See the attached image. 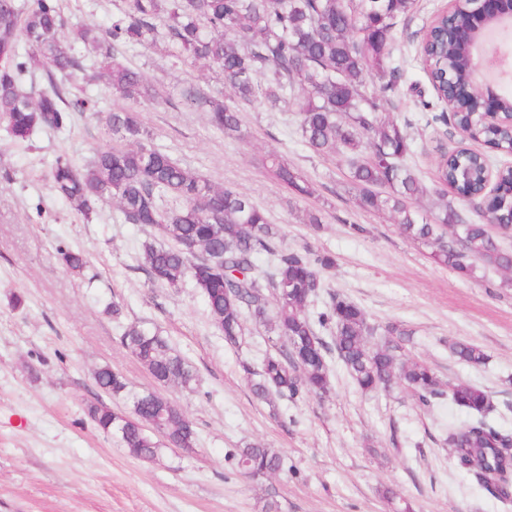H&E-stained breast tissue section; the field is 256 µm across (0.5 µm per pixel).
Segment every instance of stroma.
Returning a JSON list of instances; mask_svg holds the SVG:
<instances>
[{"mask_svg":"<svg viewBox=\"0 0 512 512\" xmlns=\"http://www.w3.org/2000/svg\"><path fill=\"white\" fill-rule=\"evenodd\" d=\"M445 3L416 0L398 20L395 55L407 60V73L383 108L410 123L411 163L425 186L412 206L425 215L437 200L436 147L457 137L426 124L422 104L435 95L413 57L421 30ZM126 8L127 0H62L70 29L108 28ZM75 53L85 74L78 92L95 101V113L77 116L67 130L36 131L26 144L0 125V512H266L272 497L280 512H393L384 487L413 512H512V501L454 466L448 430L469 416L451 401L427 410L401 386L362 391L336 361L325 398L282 400L274 409L256 400L239 361L257 365L270 352L265 327L247 322L241 347L227 345L191 282L171 288L149 279L139 255L147 229L125 223L110 202L83 219L52 194L50 171L61 154L86 164L107 141L98 113L136 110L152 146L249 195L281 228L285 245L333 256L328 287L365 310L377 330L370 345L383 343L387 325L411 329L405 353L431 365L442 384L487 391L492 419L512 431V288L500 287V273L481 267L461 278L405 239L390 213L357 207L343 156L310 150L293 107L241 105L240 131L230 138L182 103L191 83L228 99L214 71L156 48H128L123 62L156 88L155 98L131 101L104 89L93 50L79 44ZM270 154L301 172L313 194L296 196L269 176L259 159ZM312 214L319 230L308 223ZM355 224L364 234H353ZM62 248L86 253L84 276L65 268ZM135 322L160 330L189 360L198 375L193 387L157 384L122 346L123 328ZM452 340L483 346L486 363L456 360ZM106 364L134 389L177 404L198 431L194 450L146 462L97 429L86 408L103 397L94 373ZM249 444L276 449L286 467L257 480L237 473L225 456Z\"/></svg>","mask_w":512,"mask_h":512,"instance_id":"obj_1","label":"stroma"}]
</instances>
